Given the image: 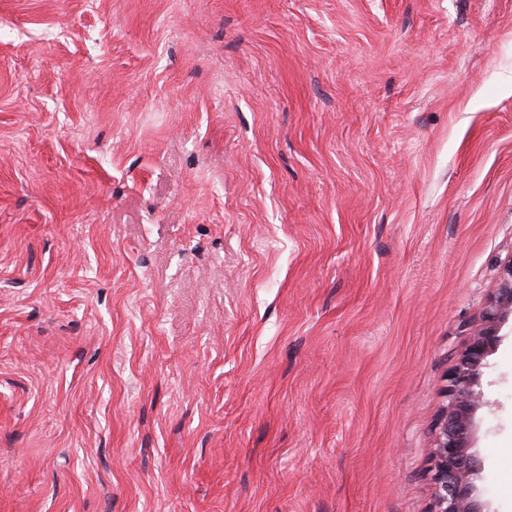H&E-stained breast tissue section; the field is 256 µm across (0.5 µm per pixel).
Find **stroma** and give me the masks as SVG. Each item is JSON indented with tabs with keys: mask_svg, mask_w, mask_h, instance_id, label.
I'll return each mask as SVG.
<instances>
[{
	"mask_svg": "<svg viewBox=\"0 0 512 512\" xmlns=\"http://www.w3.org/2000/svg\"><path fill=\"white\" fill-rule=\"evenodd\" d=\"M511 262L512 0H0V512H431Z\"/></svg>",
	"mask_w": 512,
	"mask_h": 512,
	"instance_id": "1",
	"label": "stroma"
}]
</instances>
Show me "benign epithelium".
<instances>
[{
    "label": "benign epithelium",
    "instance_id": "obj_1",
    "mask_svg": "<svg viewBox=\"0 0 512 512\" xmlns=\"http://www.w3.org/2000/svg\"><path fill=\"white\" fill-rule=\"evenodd\" d=\"M509 314L512 315V264L500 276L482 326L470 336L448 375V401L431 444L432 512H487L476 494L475 479L481 468L472 451L471 435L476 410L487 405L477 390L481 369L496 346L499 325Z\"/></svg>",
    "mask_w": 512,
    "mask_h": 512
}]
</instances>
